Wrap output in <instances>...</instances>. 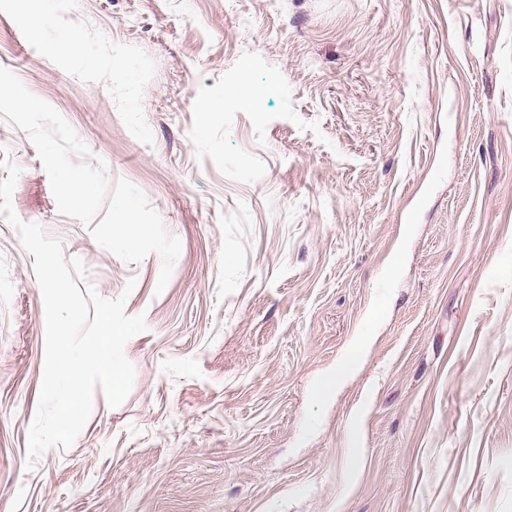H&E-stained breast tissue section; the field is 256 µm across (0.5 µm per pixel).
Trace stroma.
Wrapping results in <instances>:
<instances>
[{
  "label": "stroma",
  "instance_id": "stroma-1",
  "mask_svg": "<svg viewBox=\"0 0 512 512\" xmlns=\"http://www.w3.org/2000/svg\"><path fill=\"white\" fill-rule=\"evenodd\" d=\"M42 10L0 0V66L181 252L156 292L159 255L123 261L62 215L0 121L19 218L83 260L79 289L135 280L147 324L125 401L96 391L27 468L45 307L0 217V512H512V0ZM244 69L261 109L230 94Z\"/></svg>",
  "mask_w": 512,
  "mask_h": 512
}]
</instances>
